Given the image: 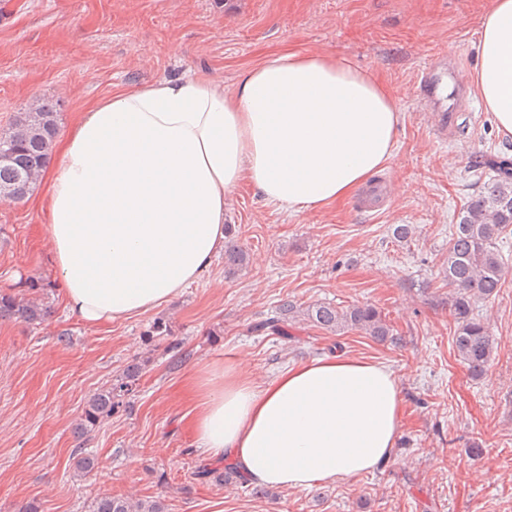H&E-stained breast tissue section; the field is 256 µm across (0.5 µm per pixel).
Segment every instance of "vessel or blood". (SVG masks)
<instances>
[{"mask_svg":"<svg viewBox=\"0 0 512 512\" xmlns=\"http://www.w3.org/2000/svg\"><path fill=\"white\" fill-rule=\"evenodd\" d=\"M461 87L464 78L461 69L448 67L445 63L435 62L426 66L420 73L418 95L421 101L430 106L433 117V132L445 136L455 128L456 118L461 110L459 100H448L443 94L444 83Z\"/></svg>","mask_w":512,"mask_h":512,"instance_id":"b4317fda","label":"vessel or blood"}]
</instances>
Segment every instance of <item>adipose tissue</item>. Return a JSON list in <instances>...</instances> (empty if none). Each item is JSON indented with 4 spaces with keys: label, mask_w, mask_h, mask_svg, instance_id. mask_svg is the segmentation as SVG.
Segmentation results:
<instances>
[{
    "label": "adipose tissue",
    "mask_w": 512,
    "mask_h": 512,
    "mask_svg": "<svg viewBox=\"0 0 512 512\" xmlns=\"http://www.w3.org/2000/svg\"><path fill=\"white\" fill-rule=\"evenodd\" d=\"M478 51L475 91L512 138V0H492ZM399 121L373 75L319 52L267 58L232 91L193 75L90 103L43 170L66 307L97 326L171 301L223 247L228 193L249 183L296 211L348 198L392 158ZM188 388L198 448L251 483L306 489L395 457L402 397L385 364L327 355L259 386L227 361Z\"/></svg>",
    "instance_id": "1"
}]
</instances>
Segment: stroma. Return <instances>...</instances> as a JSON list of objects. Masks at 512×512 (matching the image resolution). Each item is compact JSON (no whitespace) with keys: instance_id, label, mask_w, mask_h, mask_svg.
<instances>
[{"instance_id":"obj_1","label":"stroma","mask_w":512,"mask_h":512,"mask_svg":"<svg viewBox=\"0 0 512 512\" xmlns=\"http://www.w3.org/2000/svg\"><path fill=\"white\" fill-rule=\"evenodd\" d=\"M491 0H0V131L34 99L52 103L67 128L89 102L188 72L234 89L267 57L325 52L378 75L401 112L395 152L373 174L391 191L378 212L356 198L303 211L266 204L259 190L232 191L224 206L244 266L216 255L207 274L170 303L90 327L71 316L56 288L37 183L18 202H0V293L36 286L51 306L32 326L0 320V512L36 502L40 512H90L112 495L161 501L165 512H512V244L505 282L477 301L494 341L487 372L472 377L454 347L452 291L442 263L463 205L483 186L477 160L512 158V139L471 96L453 136L438 139L416 96V77L444 56L467 73L479 62ZM410 225L405 240L393 235ZM299 317L288 335L250 326L281 301ZM315 303L375 307L393 336L313 326ZM163 322L167 334L146 344ZM390 366L404 421L396 461L374 473L308 489L255 492L234 473L198 476V449L185 385L195 369L242 362L255 383L328 355ZM142 373L129 407L80 438L88 400L132 363ZM97 469L78 475L74 451Z\"/></svg>"}]
</instances>
